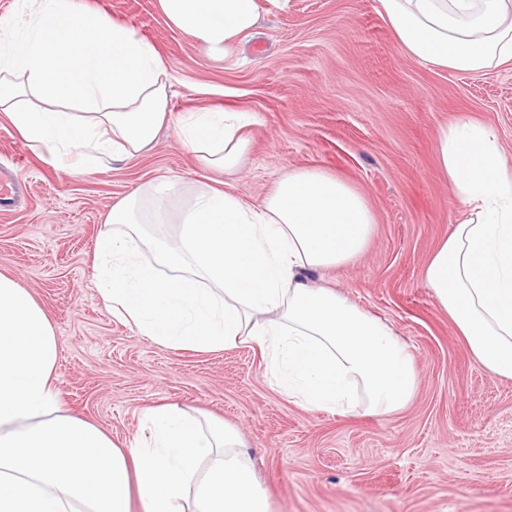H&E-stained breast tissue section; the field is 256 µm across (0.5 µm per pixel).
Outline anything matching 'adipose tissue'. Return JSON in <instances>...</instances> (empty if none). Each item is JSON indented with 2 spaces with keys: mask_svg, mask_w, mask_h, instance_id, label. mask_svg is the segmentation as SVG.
Here are the masks:
<instances>
[{
  "mask_svg": "<svg viewBox=\"0 0 512 512\" xmlns=\"http://www.w3.org/2000/svg\"><path fill=\"white\" fill-rule=\"evenodd\" d=\"M413 58L468 73L512 60V0H378ZM0 21V112L29 144L88 173L140 154L165 123L171 82L153 46L74 0H22ZM166 18L234 64L264 12L289 0H159ZM244 112H191L177 126L200 165L232 171L249 147ZM439 164L466 215L433 252L423 281L476 361L512 379V164L494 130L457 120L436 134ZM181 181L139 187L112 208L95 256L100 298L151 341L257 348L270 382L295 402L389 415L417 383L408 346L381 320L303 271L365 249V198L318 168L288 171L261 205L200 187L171 214ZM175 223L160 244L143 224ZM152 263H144L142 252ZM168 268L169 276L158 273ZM58 345L45 311L0 273V512H269L235 431L172 404L149 408L118 447L62 413Z\"/></svg>",
  "mask_w": 512,
  "mask_h": 512,
  "instance_id": "obj_1",
  "label": "adipose tissue"
}]
</instances>
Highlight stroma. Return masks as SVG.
Wrapping results in <instances>:
<instances>
[{
    "label": "stroma",
    "instance_id": "35a3bbf8",
    "mask_svg": "<svg viewBox=\"0 0 512 512\" xmlns=\"http://www.w3.org/2000/svg\"><path fill=\"white\" fill-rule=\"evenodd\" d=\"M133 29L170 68V120L146 152L69 174L0 114V160L20 189L0 205V272L46 311L57 337L65 414L140 435L146 409L178 405L239 433L271 512H512V379L482 368L423 283L435 248L462 216L436 150L443 124L492 127L512 160V62L481 74L406 54L376 0H289L264 16L234 65L210 58L158 0H86ZM249 112L250 151L227 189L260 205L280 175L318 167L346 181L374 216L352 262L307 272L381 319L412 352L413 401L379 418L306 408L271 386L258 349L154 343L102 305L95 244L112 206L167 176L211 184L176 136L200 109Z\"/></svg>",
    "mask_w": 512,
    "mask_h": 512
}]
</instances>
